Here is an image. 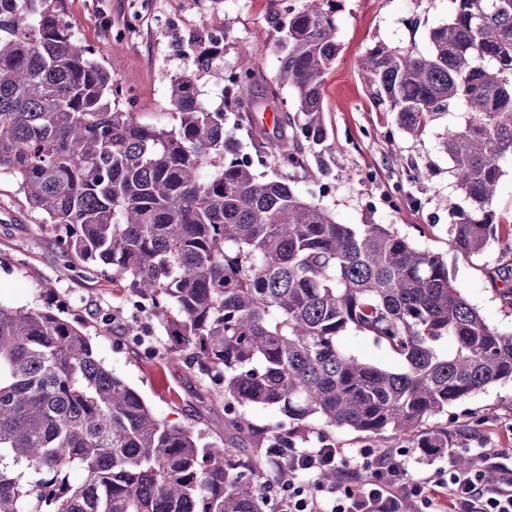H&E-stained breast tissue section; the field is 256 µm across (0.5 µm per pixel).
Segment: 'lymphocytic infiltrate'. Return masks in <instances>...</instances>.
Returning a JSON list of instances; mask_svg holds the SVG:
<instances>
[{
	"instance_id": "1",
	"label": "lymphocytic infiltrate",
	"mask_w": 512,
	"mask_h": 512,
	"mask_svg": "<svg viewBox=\"0 0 512 512\" xmlns=\"http://www.w3.org/2000/svg\"><path fill=\"white\" fill-rule=\"evenodd\" d=\"M268 455L288 473L275 483L271 493L279 512H512V460L502 455L477 453L466 472L440 470L435 478L413 479L404 462L389 451L368 448L350 452L332 443L317 448H296L278 441ZM333 468L340 484L324 487L314 476ZM369 472L368 481L357 490L347 483L359 472ZM496 471L501 482L486 486V472Z\"/></svg>"
}]
</instances>
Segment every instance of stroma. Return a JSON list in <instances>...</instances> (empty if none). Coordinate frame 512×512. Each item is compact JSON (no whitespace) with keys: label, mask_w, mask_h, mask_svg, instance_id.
Masks as SVG:
<instances>
[{"label":"stroma","mask_w":512,"mask_h":512,"mask_svg":"<svg viewBox=\"0 0 512 512\" xmlns=\"http://www.w3.org/2000/svg\"><path fill=\"white\" fill-rule=\"evenodd\" d=\"M58 8L95 59L112 69L122 85L118 107L145 122L170 125L169 85L180 74L197 71L200 98L209 109L223 107L213 94L227 71L237 69V46L247 43L260 77L251 128L235 130L242 151L270 134L274 112L296 114L297 98L283 87L267 92L279 65L276 30L280 0H58ZM452 0H337L339 51L322 83V106L330 135L340 146L328 163L329 174L295 171L298 194L321 202L342 224H390L421 248L448 251V209L470 203L457 190L451 163L441 147L448 127L461 123L464 106L435 119L421 137H407L395 113L376 104L360 70L370 49L387 45L429 48V33L447 23ZM224 32L221 45L208 36ZM217 48L207 70L197 55ZM500 250L450 261L453 281L486 321L512 328V308L504 306L488 273L499 264ZM0 303L52 307L83 323L98 357L138 391L160 418L192 427L205 441L223 443L224 398L184 356L167 353L164 328L127 302L119 287L95 271L65 257L51 232L40 230L16 184L0 177ZM137 324L140 335L127 333ZM447 429L457 458L472 450L512 456V382L498 383L457 401L447 413L430 418L425 431ZM404 455L413 478L431 476L448 458L418 446L414 437L391 441Z\"/></svg>","instance_id":"1"}]
</instances>
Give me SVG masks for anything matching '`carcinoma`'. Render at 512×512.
Returning a JSON list of instances; mask_svg holds the SVG:
<instances>
[{
    "instance_id": "1",
    "label": "carcinoma",
    "mask_w": 512,
    "mask_h": 512,
    "mask_svg": "<svg viewBox=\"0 0 512 512\" xmlns=\"http://www.w3.org/2000/svg\"><path fill=\"white\" fill-rule=\"evenodd\" d=\"M430 50L378 46L360 61L373 98L418 138L461 103L442 146L471 208L448 245L489 272L512 306V241L490 204L512 158V0H452ZM336 0L283 6L270 93L299 115L241 152L227 113L199 100L197 74L170 82L173 124L116 107L121 85L60 16L57 0H0V176L12 179L62 253L117 282L165 329L170 352L221 387L229 441L201 444L157 417L51 308L0 303V512H277L269 436L301 446L347 428L378 448L486 387L512 381V330L490 326L454 285L444 254L391 224H341L301 197L289 171L328 172L339 150L321 85L336 58ZM224 83L235 126L253 124L256 65L239 46ZM281 174L261 179L256 166ZM390 350L386 368L348 352L349 335ZM244 407L285 420L255 431ZM84 480L73 484L70 473Z\"/></svg>"
}]
</instances>
